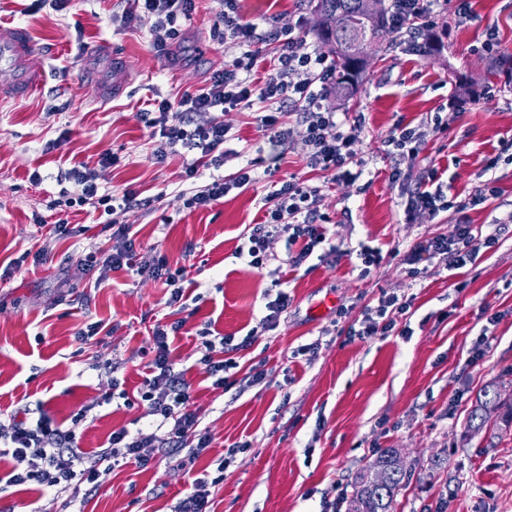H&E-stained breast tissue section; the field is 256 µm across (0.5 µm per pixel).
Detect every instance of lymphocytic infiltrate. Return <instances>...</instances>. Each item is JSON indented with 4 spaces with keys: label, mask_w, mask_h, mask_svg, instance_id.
I'll list each match as a JSON object with an SVG mask.
<instances>
[{
    "label": "lymphocytic infiltrate",
    "mask_w": 512,
    "mask_h": 512,
    "mask_svg": "<svg viewBox=\"0 0 512 512\" xmlns=\"http://www.w3.org/2000/svg\"><path fill=\"white\" fill-rule=\"evenodd\" d=\"M129 7L123 10L120 22L132 19L145 21L155 38L158 48H166L168 41L180 34V22L189 18L195 9V0H127ZM391 25L396 34L409 32L414 20L434 24L444 11L448 0H392ZM269 39L277 41L281 52L275 71L264 86L256 88L242 77L246 65L243 59H235L224 68L213 71L206 87L185 94L179 102L165 97H155L151 111L141 113L140 118L153 130L152 155L162 163L170 155L180 151L195 153L196 159L185 169L186 179L193 185L181 194L183 205L188 209H203L224 199L230 191L241 189L257 181L259 175L274 176L276 166L258 169L256 161H249L231 177H210L199 181L201 167H221L227 156L224 148L231 127L221 121L207 124L195 122L199 112L219 108L229 112L241 103L256 99L265 103L260 118L262 128L270 130V143L279 147L290 136L288 128L280 121L281 106L294 109L303 129L308 147L307 163L310 168L328 171L340 184L355 183L363 174L366 159L359 156L355 143L361 120L352 126H343L335 112L324 108V89L328 81L326 59L307 42L300 33L299 24H271ZM118 159L111 153H102L96 167L79 164L67 172L76 193L69 198V205L90 206L103 209L109 215L112 242L108 247L95 248L86 254V266L102 267L103 270H126L141 278L162 282L170 295L168 306L184 308L186 278L185 268H172L167 257L161 254L141 253L135 248L132 227L125 222V215L133 208L141 207L137 192L122 194L101 192L99 182L107 170L117 165ZM321 190L296 178L281 179L278 189L264 199L261 222L254 224L248 235L245 249L239 257L245 258L254 269L266 268L271 259L268 251L273 237L287 233L289 243L299 244L297 253L287 255L286 266L297 268L319 246H326L328 254H335V246L329 245L325 223L327 218L319 209ZM498 188L494 180H487L475 188L468 199L450 203L448 193L434 167L426 168L416 188L404 204L406 221H413L419 213L437 216L448 209L458 213L454 231L445 237L430 238L413 246L402 259L407 276L421 275L423 261L438 259L449 270H459L474 263L479 247L466 212L496 196ZM412 300L406 296L382 294L376 306L366 308L357 327L349 328L350 338L360 340L387 335L397 328V319L406 315ZM185 326L184 320L154 325L152 343L143 354L149 359L150 375L145 378L139 391L141 401L146 402L154 418L150 433L131 432L127 428L112 431L105 448L99 449L97 459L109 466L134 464L147 467L153 460V452L163 449L167 457L178 467H186L205 452L212 443L208 428L202 427L197 411L190 407V385L183 371L177 370L171 356L169 339ZM204 352L199 360L213 384L219 388L231 387L227 370L236 366L228 354L233 351V339L217 336L204 340ZM0 459L9 467L0 473V484L7 486L35 485L47 491L69 494L78 500L82 493L97 485L98 471L85 466L84 457L77 445L74 430L62 429L47 416L30 418L28 410L17 411L8 422H0Z\"/></svg>",
    "instance_id": "f902f5d3"
}]
</instances>
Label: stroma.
<instances>
[{
  "label": "stroma",
  "mask_w": 512,
  "mask_h": 512,
  "mask_svg": "<svg viewBox=\"0 0 512 512\" xmlns=\"http://www.w3.org/2000/svg\"><path fill=\"white\" fill-rule=\"evenodd\" d=\"M33 2L0 0V23L30 29L33 62L45 72L39 94L0 103V419L22 407L45 413L75 429L86 465H96L95 453L113 430H145L152 423L138 396L148 370L136 352L149 344L157 322L180 318L186 325L171 341L172 356L191 386L192 409L213 436L193 473L224 477L211 489V512H325L333 500L353 496L360 469L387 448L398 449L412 468L394 512H512V428L476 430L468 422L483 387L512 394V73L488 74L498 55H512V0H470L464 14L448 7L436 19L443 36L433 55L378 42L354 96L325 99L338 120L365 117L355 149L369 164L355 184H336L331 173L308 168L302 129L292 111L284 112L281 121L292 134L278 176L320 187L326 233L338 252L312 254L281 274L256 272L236 255L273 189L270 180L260 177L208 208L185 209L183 171L193 155L155 163L152 130L138 117L153 95L180 100L205 87L213 69L242 57V48L214 34L224 0H195L179 38L162 51L147 24H113L124 0H70L60 12L33 10ZM239 12L259 34L251 45L258 55L255 84L265 82L280 53L266 36L271 20L300 22L308 43L316 41L310 0H240ZM102 44L107 57L86 56L87 48ZM114 55L127 62L126 81L118 96L106 98L100 84L112 78ZM463 84L473 92L455 102ZM261 109L255 101L197 115V122L232 127V154L221 175L231 176L267 147L256 120ZM436 116L447 130L428 133L424 152L391 181L390 132ZM106 151L121 162L108 173L105 191L131 189L155 199L126 215L137 250L159 251L172 266L186 267L187 292L200 302L179 311L167 307L161 283L123 270L101 275L82 263L112 229L90 207L67 208L59 200L73 190L68 169L95 163ZM431 164L443 169L449 196L465 197L490 178L499 194L468 212L482 244L474 264L455 275L434 259L412 279L399 253L451 234L456 219L451 211L404 219L403 193ZM35 173L40 182H32ZM37 213L48 224L64 219L88 231L57 238L34 224ZM491 234L496 242L488 248L483 241ZM364 246L383 257L366 276L358 257ZM41 250L43 265L9 270L12 259ZM281 289L290 295L287 312L274 329L233 353L234 386L214 387L198 363L199 330L243 338ZM384 293L412 297L411 335L348 340V327ZM340 307L347 308L345 317L337 316ZM95 321L111 335L77 341L76 332ZM483 332L484 354L470 361ZM315 341L321 344L315 357L300 355ZM103 358L118 365L117 374L97 369ZM255 366L266 372L265 383L242 386ZM116 378L127 400L101 403ZM224 457L230 463L221 472L217 462ZM189 476L161 456L145 469L103 468L83 510L174 512ZM64 500L10 487L0 491V512H64Z\"/></svg>",
  "instance_id": "stroma-1"
}]
</instances>
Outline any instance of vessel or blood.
I'll use <instances>...</instances> for the list:
<instances>
[{
    "label": "vessel or blood",
    "mask_w": 512,
    "mask_h": 512,
    "mask_svg": "<svg viewBox=\"0 0 512 512\" xmlns=\"http://www.w3.org/2000/svg\"><path fill=\"white\" fill-rule=\"evenodd\" d=\"M34 41L25 26L0 25V101H22L44 83L41 68L32 62Z\"/></svg>",
    "instance_id": "vessel-or-blood-1"
}]
</instances>
